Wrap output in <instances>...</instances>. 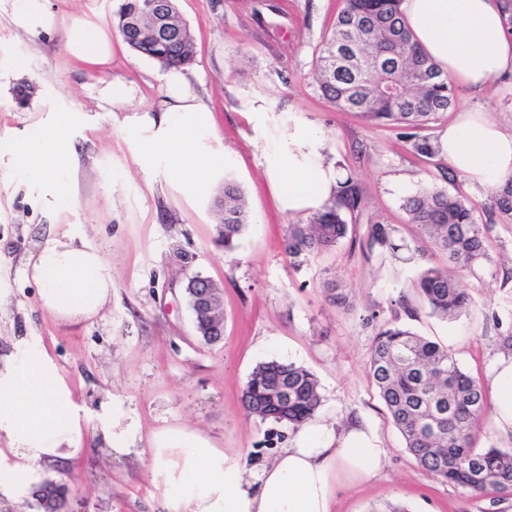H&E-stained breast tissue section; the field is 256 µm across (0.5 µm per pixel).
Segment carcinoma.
Segmentation results:
<instances>
[{"instance_id": "cac0c4a2", "label": "carcinoma", "mask_w": 512, "mask_h": 512, "mask_svg": "<svg viewBox=\"0 0 512 512\" xmlns=\"http://www.w3.org/2000/svg\"><path fill=\"white\" fill-rule=\"evenodd\" d=\"M144 0H122L117 27L135 52L165 67L193 60V39L181 19L176 0H166L170 38L157 43L146 31L129 23ZM401 0H341L336 20L316 60L314 80L323 99L344 112H360L376 124L421 128L440 112L455 106V88L413 42L399 9ZM420 156L438 155L436 142L424 137L411 143ZM361 203L356 182L349 177L340 194L323 211L305 222L288 225V254L316 255L344 238V212ZM220 236L224 246L238 240L249 214L242 189L224 181L217 198ZM412 224L448 259V267H430L418 286L430 314L453 319L468 309L471 298L454 270L475 272L489 260L482 225L473 210L442 187L421 189L406 199ZM493 209L503 223L512 224V178L496 189ZM395 255L399 245L392 231L375 223L369 229V248ZM370 376L379 390L387 415L403 437L406 451L431 479L472 495L496 493L512 497V448H478L474 440L487 407L480 381L467 373L448 352L403 325L380 328L371 352ZM288 386V406L273 398ZM316 377L294 363L267 361L252 370L243 389L245 413L261 421L301 423L320 406ZM37 508L54 512L64 487L43 482L34 492Z\"/></svg>"}]
</instances>
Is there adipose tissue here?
<instances>
[{"instance_id": "adipose-tissue-1", "label": "adipose tissue", "mask_w": 512, "mask_h": 512, "mask_svg": "<svg viewBox=\"0 0 512 512\" xmlns=\"http://www.w3.org/2000/svg\"><path fill=\"white\" fill-rule=\"evenodd\" d=\"M401 10L422 51L462 90L478 93L494 77L512 74V34L497 0H402ZM66 49L92 67L112 61L111 37L90 20L67 25ZM160 110L159 129L144 141L145 152L165 151L169 169L187 181L221 165L220 157L196 149L198 124L211 108L184 77L174 79ZM71 122L70 113H56L46 119L40 140L19 139L8 150L10 165L39 173L54 200L68 195L55 175L74 160ZM325 142L314 126L290 134L271 169L279 201L289 212H315L337 196L344 174L324 162ZM438 145L452 170L475 187L498 188L512 179V129L481 110L459 109L441 130ZM24 273L38 284L43 309L62 321L91 319L112 298V267L101 249L67 231L43 236ZM482 384L491 427L512 440V352L493 355ZM81 434L56 365L41 349L23 346L0 367V436L15 457L14 463H0V496L26 490L38 480L41 465L76 456ZM146 454L166 512H335L338 490L378 476L387 447L369 422L315 417L297 426L272 459L249 468L184 427L156 434Z\"/></svg>"}]
</instances>
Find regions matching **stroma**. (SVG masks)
<instances>
[{"instance_id": "stroma-1", "label": "stroma", "mask_w": 512, "mask_h": 512, "mask_svg": "<svg viewBox=\"0 0 512 512\" xmlns=\"http://www.w3.org/2000/svg\"><path fill=\"white\" fill-rule=\"evenodd\" d=\"M23 0H0V152L41 136L50 112L72 115L76 166L59 172L72 203L46 207L31 175L0 164V364L18 341L43 348L66 381L82 419L79 453L43 466L42 477L67 488L64 512H158L160 491L138 446L111 451L101 420L123 413L142 439L184 425L228 455L256 462L288 445V426L248 417L242 391L253 368L277 360L318 379L320 413L373 423L390 453L380 477L342 488L336 512H512V498L474 496L429 478L404 448L372 384L374 339L401 324L439 344L479 377L512 332V224L492 213L493 191L472 187L438 157L413 152L400 128L378 126L327 104L311 78L338 0H177L194 40L180 73L212 109L198 130L202 149L222 153L209 181L186 186L158 156L137 158L149 112L165 97L171 69L133 51L119 36L120 0H47L63 20L85 16L112 37L103 69L75 62L63 25L29 34L13 23ZM132 85V104L112 108L103 89ZM458 103L512 127V76L485 93L458 91ZM309 124L327 135V161L358 183L360 208L335 247L289 257L285 240L298 214L280 207L267 176L290 130ZM243 189L250 215L234 247L218 239L215 199L225 180ZM435 185L460 197L483 224L488 261L459 272L473 304L444 320L424 309L419 273L444 267L410 224L405 200ZM390 227L403 256L367 249L373 223ZM92 240L112 266V300L95 318L65 323L44 310L22 259L49 229ZM202 276L224 289V337L203 344L184 293ZM345 304H334L331 291Z\"/></svg>"}]
</instances>
